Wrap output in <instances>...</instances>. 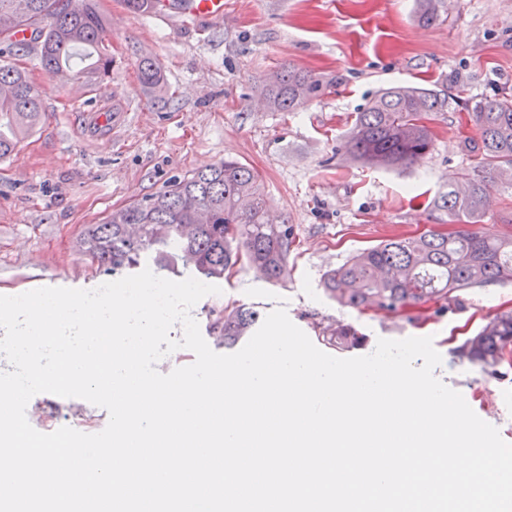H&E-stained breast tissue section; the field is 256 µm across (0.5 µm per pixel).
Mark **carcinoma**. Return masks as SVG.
Here are the masks:
<instances>
[{"label": "carcinoma", "mask_w": 512, "mask_h": 512, "mask_svg": "<svg viewBox=\"0 0 512 512\" xmlns=\"http://www.w3.org/2000/svg\"><path fill=\"white\" fill-rule=\"evenodd\" d=\"M446 0H416L415 19L431 27ZM35 31L43 72L51 77L103 81L112 71L105 45V22L96 0H0V54L29 47L15 34ZM76 47L89 48L96 59L72 71ZM140 80L155 92L165 87L151 58L138 63ZM320 88L319 80L290 67L266 84L268 106L290 112ZM450 96L438 88L397 85L382 90L355 115L345 153L365 166L408 167L433 142L430 115L443 112ZM42 87L14 67H0V159L9 156L39 125ZM480 139L467 142L480 155L481 168L448 179L440 197L452 231H426L382 241L329 271L326 293L339 304L384 314L423 315L430 307L440 315L459 302V293L492 283H512V234L496 235L482 224L490 190L503 170L512 171V96L485 97L468 113ZM83 253L106 272L134 270L149 257L156 272H179L178 261L193 264L206 280H220L248 266L271 281L290 272L296 245L293 225L269 219L256 171L226 159L205 170L171 180L161 191L112 210L100 224H90L80 242ZM224 345L233 346L259 324L250 307L224 306ZM337 350L356 346L357 332L342 325L319 332ZM459 357L496 368L512 355V309L500 310L457 349Z\"/></svg>", "instance_id": "obj_1"}]
</instances>
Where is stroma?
Wrapping results in <instances>:
<instances>
[{"instance_id":"35a3bbf8","label":"stroma","mask_w":512,"mask_h":512,"mask_svg":"<svg viewBox=\"0 0 512 512\" xmlns=\"http://www.w3.org/2000/svg\"><path fill=\"white\" fill-rule=\"evenodd\" d=\"M97 3L112 55L99 85L48 78L33 46L0 58L42 86L45 109L0 160V295L112 281L78 249L87 225L173 177L233 158L259 173L272 214L293 224L299 245L286 282L251 269L221 280L220 294L192 309L202 336L225 305L244 304L264 315L285 308L312 339L319 324L353 327L363 342L350 358L371 354L381 338L432 337L442 357L436 376L512 443V365L491 372L456 353L487 315L512 307V284L464 292L459 307L426 320L351 309L322 287L325 272L358 251L447 225L437 199L450 177L480 161L463 143L479 136L467 112L481 98L512 94V0H447L430 28L413 21L414 0H224L223 19L195 24L131 12L124 0ZM144 57L161 67L164 97L141 85ZM286 65L322 87L297 110L272 112L265 78ZM397 84L454 94L433 117L431 151L404 171L346 160L356 112ZM77 408L84 433L106 427L104 408L49 393L31 399L29 422L50 433L72 425Z\"/></svg>"}]
</instances>
